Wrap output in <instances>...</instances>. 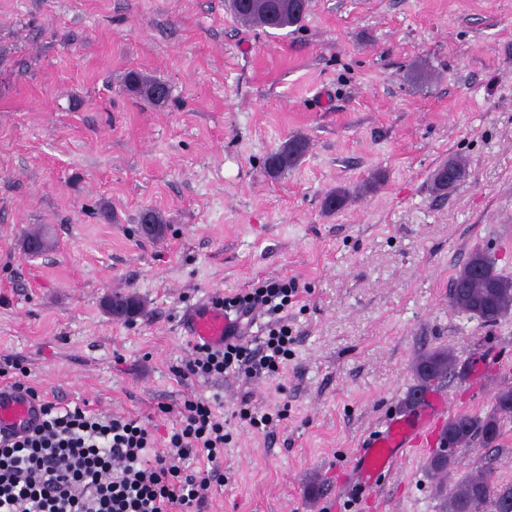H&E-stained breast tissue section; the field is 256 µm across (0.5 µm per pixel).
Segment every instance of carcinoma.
Listing matches in <instances>:
<instances>
[{
	"instance_id": "obj_1",
	"label": "carcinoma",
	"mask_w": 512,
	"mask_h": 512,
	"mask_svg": "<svg viewBox=\"0 0 512 512\" xmlns=\"http://www.w3.org/2000/svg\"><path fill=\"white\" fill-rule=\"evenodd\" d=\"M230 8L242 22L260 28L284 29L304 20L311 10V0H230ZM124 88L144 102L162 107L170 99L169 84L147 73L132 71L127 74ZM309 140L296 135L288 138L265 161L267 174L281 178L300 164L309 150ZM469 161L453 156L441 163L431 175L432 190L439 196L452 193L468 176ZM347 201V191L328 192L322 201L323 210L335 213ZM448 301L458 312L489 325L512 316V278L502 274L488 261L486 254L476 250L470 254L451 280ZM123 305L136 316L143 301L133 294L113 295L106 299V309ZM453 367L451 352L435 350L420 356L414 364L417 381L427 385L447 376ZM512 420V387L500 389L492 411L480 416L458 413L448 418L444 432L453 440L455 451L446 456H432L427 470L439 493L445 494L446 512H512V485L494 481L490 465H480L458 481L451 489L444 486L445 477L456 462V449L478 439L486 447L496 446L503 425Z\"/></svg>"
}]
</instances>
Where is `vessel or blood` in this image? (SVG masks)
I'll list each match as a JSON object with an SVG mask.
<instances>
[{"label": "vessel or blood", "mask_w": 512, "mask_h": 512, "mask_svg": "<svg viewBox=\"0 0 512 512\" xmlns=\"http://www.w3.org/2000/svg\"><path fill=\"white\" fill-rule=\"evenodd\" d=\"M232 326L223 307L212 303L189 312L185 318L189 336L212 346L223 345ZM447 413V395L433 392L420 396L415 408L385 420L356 455L350 473L355 485L365 490L373 488L406 449L424 441L429 425L444 419ZM39 417V402L23 392L0 387V436L22 433L36 425Z\"/></svg>", "instance_id": "vessel-or-blood-1"}]
</instances>
